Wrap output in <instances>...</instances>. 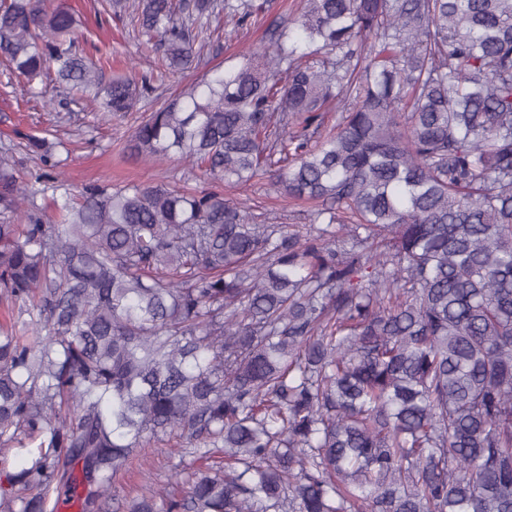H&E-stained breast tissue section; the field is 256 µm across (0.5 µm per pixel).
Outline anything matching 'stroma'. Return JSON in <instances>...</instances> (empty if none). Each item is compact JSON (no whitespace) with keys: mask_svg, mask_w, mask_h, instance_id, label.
<instances>
[{"mask_svg":"<svg viewBox=\"0 0 512 512\" xmlns=\"http://www.w3.org/2000/svg\"><path fill=\"white\" fill-rule=\"evenodd\" d=\"M79 18V48L93 63L101 65L105 79L151 73L156 60L138 36L131 16L115 17L108 0H64ZM300 0H268L264 17L234 27L219 26L202 47L196 69L165 79L138 105L137 111L103 121L90 101L65 102L64 91L54 77L36 83L35 95L22 91L14 75L0 64V148L21 142L25 135L47 138L54 159L63 161L68 184L82 187L109 184H167L207 191L211 182L198 170L177 160L154 162L138 156L131 148V135L144 114L155 111L171 92L189 87L215 67L236 64L245 47L267 41L268 25L276 19L293 18ZM226 199L249 207L253 216H270L286 226L310 221L307 204L294 203L281 195L268 178L229 190ZM195 459L189 448H172L152 442L132 459L129 472L112 485L108 512H127L129 502L148 485L163 486L178 472L188 473Z\"/></svg>","mask_w":512,"mask_h":512,"instance_id":"stroma-1","label":"stroma"}]
</instances>
